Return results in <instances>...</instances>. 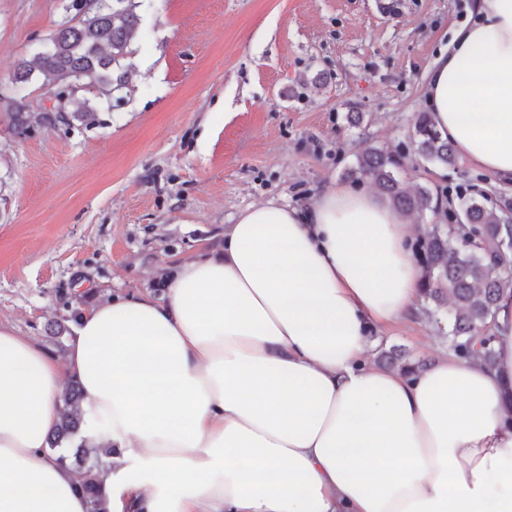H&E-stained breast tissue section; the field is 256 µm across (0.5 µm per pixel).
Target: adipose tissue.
<instances>
[{"instance_id": "adipose-tissue-1", "label": "adipose tissue", "mask_w": 512, "mask_h": 512, "mask_svg": "<svg viewBox=\"0 0 512 512\" xmlns=\"http://www.w3.org/2000/svg\"><path fill=\"white\" fill-rule=\"evenodd\" d=\"M422 104L512 180V0H478ZM408 237L388 202L336 184L243 209L162 297L92 305L63 358L0 324V512L88 510L48 444L67 377L106 512H512V291L494 365L370 360L371 331L418 313Z\"/></svg>"}]
</instances>
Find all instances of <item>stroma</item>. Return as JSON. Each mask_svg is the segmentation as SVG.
Wrapping results in <instances>:
<instances>
[{"label": "stroma", "mask_w": 512, "mask_h": 512, "mask_svg": "<svg viewBox=\"0 0 512 512\" xmlns=\"http://www.w3.org/2000/svg\"><path fill=\"white\" fill-rule=\"evenodd\" d=\"M476 0H138L122 61L128 87L98 120L16 137L0 124V322L62 355L83 309L115 294L161 296L172 265L224 245L237 213L307 207L347 182L365 149L401 155L407 192L484 191L512 216V184L465 157L423 162L410 142L426 72ZM64 0H0V87L12 88L63 17ZM362 115L350 126L349 113ZM374 349L433 360V319L373 332Z\"/></svg>", "instance_id": "stroma-1"}]
</instances>
